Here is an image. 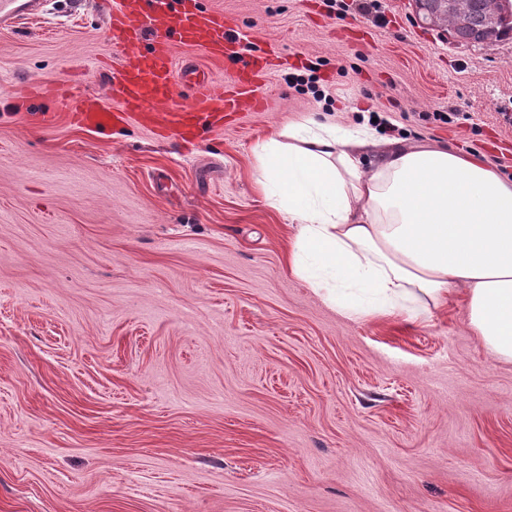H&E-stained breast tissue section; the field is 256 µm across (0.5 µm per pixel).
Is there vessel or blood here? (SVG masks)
<instances>
[{
    "label": "vessel or blood",
    "mask_w": 512,
    "mask_h": 512,
    "mask_svg": "<svg viewBox=\"0 0 512 512\" xmlns=\"http://www.w3.org/2000/svg\"><path fill=\"white\" fill-rule=\"evenodd\" d=\"M47 0H0V26L11 27L43 11ZM107 36L119 56L110 64L113 107L85 98L64 99V107L94 132L137 122L188 138L200 124L219 126L228 112L255 111L260 97L252 81L260 71L237 64L236 26L223 13L201 7L199 0H108ZM197 47L216 61L235 65L232 81L215 86L192 67L177 66L174 45ZM191 84V102L175 99V88Z\"/></svg>",
    "instance_id": "b4317fda"
}]
</instances>
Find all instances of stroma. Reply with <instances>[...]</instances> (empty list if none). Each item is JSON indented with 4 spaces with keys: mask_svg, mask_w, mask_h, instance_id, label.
<instances>
[{
    "mask_svg": "<svg viewBox=\"0 0 512 512\" xmlns=\"http://www.w3.org/2000/svg\"><path fill=\"white\" fill-rule=\"evenodd\" d=\"M203 2L271 64L261 110L188 143L16 98L110 105L99 0L0 30V512H512V363L459 304L325 303L254 153L331 112L512 179V36L457 42L412 0Z\"/></svg>",
    "mask_w": 512,
    "mask_h": 512,
    "instance_id": "35a3bbf8",
    "label": "stroma"
}]
</instances>
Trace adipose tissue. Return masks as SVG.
Returning <instances> with one entry per match:
<instances>
[{
  "mask_svg": "<svg viewBox=\"0 0 512 512\" xmlns=\"http://www.w3.org/2000/svg\"><path fill=\"white\" fill-rule=\"evenodd\" d=\"M257 157L261 191L297 226L291 266L315 294L351 318L415 323L462 302L484 346L512 361V180L327 117L284 126Z\"/></svg>",
  "mask_w": 512,
  "mask_h": 512,
  "instance_id": "adipose-tissue-1",
  "label": "adipose tissue"
}]
</instances>
